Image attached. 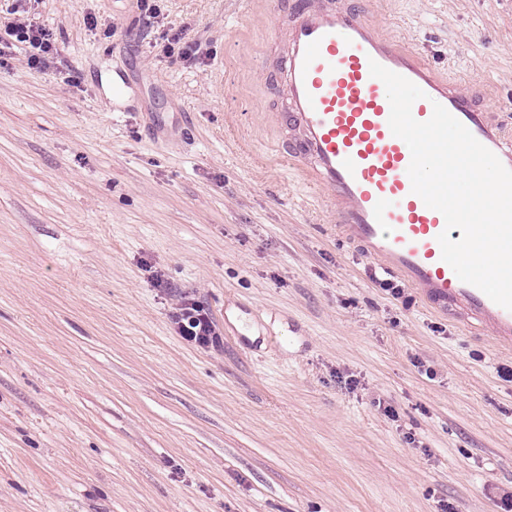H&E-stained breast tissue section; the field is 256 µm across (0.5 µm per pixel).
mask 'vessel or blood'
<instances>
[{"label":"vessel or blood","instance_id":"obj_1","mask_svg":"<svg viewBox=\"0 0 512 512\" xmlns=\"http://www.w3.org/2000/svg\"><path fill=\"white\" fill-rule=\"evenodd\" d=\"M274 31L263 64L279 77L284 150L330 195L340 239L402 278L431 310L469 329L491 328L495 344L512 349V310L443 261L437 237L445 219L412 191L411 152L390 130L386 88L370 65L423 91L412 106L417 121L441 104L510 169L512 132L417 51L376 33L350 0H297L276 15Z\"/></svg>","mask_w":512,"mask_h":512}]
</instances>
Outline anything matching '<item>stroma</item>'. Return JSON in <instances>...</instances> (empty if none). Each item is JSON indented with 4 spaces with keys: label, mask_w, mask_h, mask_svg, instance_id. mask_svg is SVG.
<instances>
[{
    "label": "stroma",
    "mask_w": 512,
    "mask_h": 512,
    "mask_svg": "<svg viewBox=\"0 0 512 512\" xmlns=\"http://www.w3.org/2000/svg\"><path fill=\"white\" fill-rule=\"evenodd\" d=\"M351 2L512 108V0ZM289 3L29 0L61 56L0 57V512H502L512 352L381 288L283 158ZM177 31L204 64L151 53ZM170 320L178 336L202 349H218L223 343L222 334L207 308L194 297L179 295Z\"/></svg>",
    "instance_id": "1"
}]
</instances>
